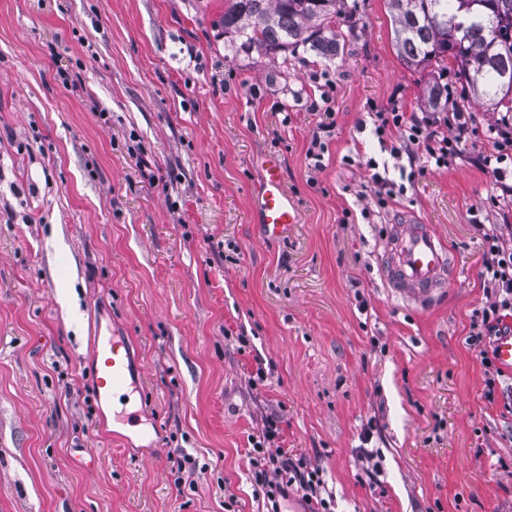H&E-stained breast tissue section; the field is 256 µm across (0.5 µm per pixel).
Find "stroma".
<instances>
[{
	"label": "stroma",
	"mask_w": 512,
	"mask_h": 512,
	"mask_svg": "<svg viewBox=\"0 0 512 512\" xmlns=\"http://www.w3.org/2000/svg\"><path fill=\"white\" fill-rule=\"evenodd\" d=\"M344 10L356 29L337 24L324 62L238 50L224 0H0V512H265L249 451L270 420L271 452L319 468L337 512H512V370L487 390L466 342L486 302L477 227L502 221L476 161L490 114L470 104L459 158L363 220L365 159L390 158L374 113L468 91L403 64L388 0ZM269 155L301 213L277 242L252 208ZM405 214L458 273L424 310L380 275ZM111 332L155 447L96 397L91 341Z\"/></svg>",
	"instance_id": "obj_1"
}]
</instances>
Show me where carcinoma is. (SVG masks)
Returning a JSON list of instances; mask_svg holds the SVG:
<instances>
[{"label":"carcinoma","mask_w":512,"mask_h":512,"mask_svg":"<svg viewBox=\"0 0 512 512\" xmlns=\"http://www.w3.org/2000/svg\"><path fill=\"white\" fill-rule=\"evenodd\" d=\"M485 2L455 31L440 19L456 15L460 0H389L396 45L414 70L433 64L445 70V60L452 59L459 79L486 110L512 112V0ZM343 5L344 0H224L220 23L242 49L286 54L302 46L332 61L340 51L336 20L345 18L351 33L356 28Z\"/></svg>","instance_id":"carcinoma-1"}]
</instances>
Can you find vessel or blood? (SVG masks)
I'll list each match as a JSON object with an SVG mask.
<instances>
[{
	"label": "vessel or blood",
	"mask_w": 512,
	"mask_h": 512,
	"mask_svg": "<svg viewBox=\"0 0 512 512\" xmlns=\"http://www.w3.org/2000/svg\"><path fill=\"white\" fill-rule=\"evenodd\" d=\"M253 210L266 239L282 238L300 214L283 182L278 159L266 158L263 178L253 200ZM381 276L391 294L406 305L423 309L445 296L453 277L451 259L442 240L425 224L403 216L392 225L386 240ZM132 346L122 336L93 339V377L98 399L111 401L127 396L135 382L130 373Z\"/></svg>",
	"instance_id": "vessel-or-blood-1"
}]
</instances>
